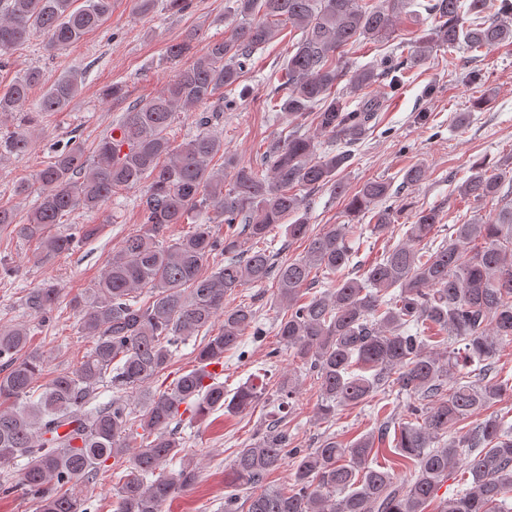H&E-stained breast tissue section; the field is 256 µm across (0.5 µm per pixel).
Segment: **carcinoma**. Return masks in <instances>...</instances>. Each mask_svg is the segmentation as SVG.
Masks as SVG:
<instances>
[{"label": "carcinoma", "mask_w": 512, "mask_h": 512, "mask_svg": "<svg viewBox=\"0 0 512 512\" xmlns=\"http://www.w3.org/2000/svg\"><path fill=\"white\" fill-rule=\"evenodd\" d=\"M4 0L0 11V61L40 33L45 50L78 43L101 28L112 0ZM407 0H234L230 34L202 40L190 29L167 47L179 61L193 53L165 90L129 107L118 128L93 149V159L73 141L56 146L33 182L20 183L23 195L37 199L26 220L0 205V232L39 240L48 257L92 239L97 224H79L65 235L47 233L65 215L82 209L98 212L123 188L144 186L137 200L142 228L125 236L88 295L70 307L80 316L93 346L70 371L56 374L45 387L34 381L45 361L30 347L24 324L0 326V468L21 465V484L40 502L39 512H91L85 500L67 490L74 480H93L112 462L120 473L114 488V512H162L177 494L197 482L185 438L184 420L222 410L243 413L262 392L252 382L224 391L211 367L238 349L245 331L265 335L250 305L224 307L227 297L246 284L269 279L286 305L276 336L300 367L316 375L321 392L319 415L328 420L336 408L357 406L383 390L405 397L406 420L397 423L393 454L412 465L400 478L391 464L377 461L378 434L344 443L334 436L316 448H294L288 430L274 419L269 430L240 449L232 481L254 488L244 502L224 496V512H512V424L491 412L478 424L465 421L478 409H490L512 396V379L490 376L500 347L512 341V207L489 219L453 225L448 242L433 247L428 238L440 223L434 207L414 212L406 241L376 261L350 271L353 251L349 224L371 214V230L383 235L406 211L393 204L391 182L369 179L352 189L338 178L348 166L380 100L365 90L390 74L418 66L434 48L463 42L472 52L512 44V0H427L433 18L429 37L393 69L382 65L349 70L347 47L390 37ZM291 25L301 36L288 53L281 76V97L264 101L274 117L284 116L290 133L270 143L254 162L243 164L224 149V139L209 132L212 114H196L200 131L177 143L174 115L219 96L223 108L241 82L253 53ZM358 107L348 109L343 80ZM83 73L73 70L30 100L43 84L31 68L0 92V117H15L13 130L0 136V160L33 147L31 129L40 118L66 109L80 91ZM313 132L303 130L305 124ZM339 144V151L318 152L316 137ZM222 161L214 168V162ZM460 192L478 205L500 193L506 175L477 161ZM329 187L345 202L349 223L312 232L307 195ZM289 241L305 243L304 255L280 264L272 261L273 227L289 218ZM224 225L221 234L212 223ZM172 224L194 230L167 245ZM216 256L224 263L210 264ZM333 276L319 294L309 293L312 271ZM398 292L391 293V290ZM60 289L44 282L25 296L29 314L44 321L59 308ZM224 326L210 334L213 320ZM446 336L448 353L426 348L430 332ZM202 333L194 347L193 368L173 386L148 397L133 415L128 394H144L172 363L181 346ZM460 382L446 387L448 377ZM295 396L290 381L277 389L278 412ZM140 439L139 446L131 442ZM294 460L292 484L264 486L266 476ZM180 462L177 471L165 465ZM458 467L472 478L469 488L437 498L441 485Z\"/></svg>", "instance_id": "carcinoma-1"}]
</instances>
